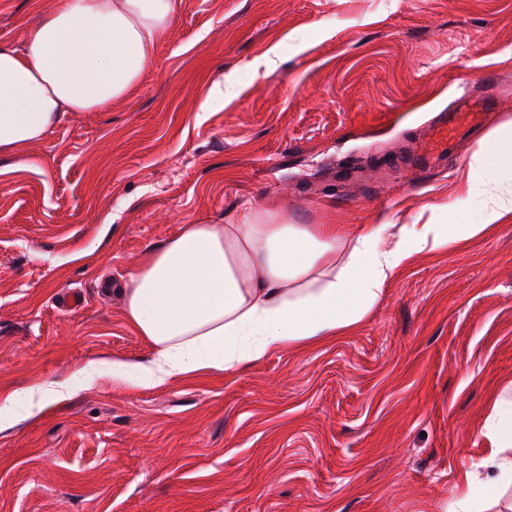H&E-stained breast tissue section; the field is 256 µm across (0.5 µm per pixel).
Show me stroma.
I'll return each mask as SVG.
<instances>
[{
  "label": "stroma",
  "mask_w": 512,
  "mask_h": 512,
  "mask_svg": "<svg viewBox=\"0 0 512 512\" xmlns=\"http://www.w3.org/2000/svg\"><path fill=\"white\" fill-rule=\"evenodd\" d=\"M57 4L0 0V45ZM464 99L480 134L424 155ZM508 122L512 0H177L126 99L0 151V512H454L512 409V221L413 255L347 333L156 387L112 375L153 354L120 289L252 206L414 223ZM486 435L496 444V448L512 447V416L499 413L485 425Z\"/></svg>",
  "instance_id": "1"
}]
</instances>
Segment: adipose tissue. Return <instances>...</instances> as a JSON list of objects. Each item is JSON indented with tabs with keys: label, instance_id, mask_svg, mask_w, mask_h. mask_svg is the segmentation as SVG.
<instances>
[{
	"label": "adipose tissue",
	"instance_id": "ef3b65f1",
	"mask_svg": "<svg viewBox=\"0 0 512 512\" xmlns=\"http://www.w3.org/2000/svg\"><path fill=\"white\" fill-rule=\"evenodd\" d=\"M175 0H59L27 33L25 49L0 45V150L42 138L66 112H96L125 99L154 59ZM484 176L468 174L444 224H292L255 207L227 224H186L132 269L125 317L154 347L135 368L155 386L261 360L272 347L324 339L361 323L395 270L414 254L451 245L512 215V193L487 185L512 173V126L479 149ZM480 203L482 224L464 221ZM471 492L512 484V458L491 454Z\"/></svg>",
	"mask_w": 512,
	"mask_h": 512
}]
</instances>
